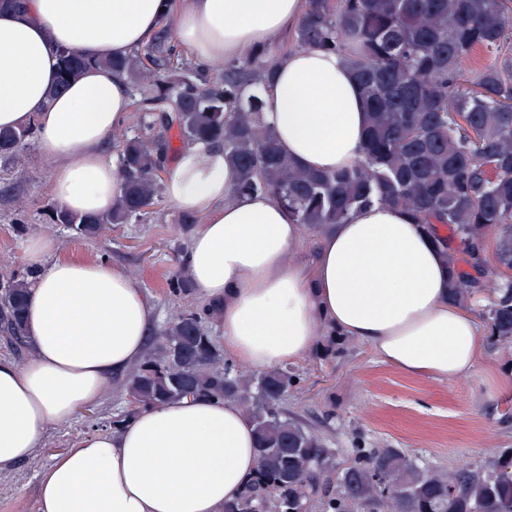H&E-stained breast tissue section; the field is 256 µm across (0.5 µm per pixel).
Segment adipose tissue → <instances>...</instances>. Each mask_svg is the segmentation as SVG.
I'll use <instances>...</instances> for the list:
<instances>
[{
  "instance_id": "obj_1",
  "label": "adipose tissue",
  "mask_w": 512,
  "mask_h": 512,
  "mask_svg": "<svg viewBox=\"0 0 512 512\" xmlns=\"http://www.w3.org/2000/svg\"><path fill=\"white\" fill-rule=\"evenodd\" d=\"M165 2L24 0L0 12V127L35 126L52 198L73 213L106 214L121 197L104 146L129 119V92L102 62L149 43ZM180 3L175 38L203 68L274 43L304 11V0ZM64 48L95 63L54 97ZM260 98L262 124L302 167L332 171L360 160L368 114L336 55L279 54ZM236 182L223 149L198 142L167 163L163 193L204 218L185 265L239 364H294L323 337L342 336L409 376L450 381L476 371L485 332L450 300L445 249L407 211H357L322 231L308 264L305 226L271 194L237 193ZM59 250L47 232L26 244L30 355L21 364L0 359V471L31 460L50 426L103 401L112 378L143 360L155 327V306L136 276ZM256 471L255 434L240 403L183 398L84 432L41 471L35 512H222Z\"/></svg>"
}]
</instances>
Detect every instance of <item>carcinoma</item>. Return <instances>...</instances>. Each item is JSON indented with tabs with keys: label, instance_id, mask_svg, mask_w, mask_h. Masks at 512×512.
Masks as SVG:
<instances>
[{
	"label": "carcinoma",
	"instance_id": "carcinoma-1",
	"mask_svg": "<svg viewBox=\"0 0 512 512\" xmlns=\"http://www.w3.org/2000/svg\"><path fill=\"white\" fill-rule=\"evenodd\" d=\"M167 0L155 39L106 65L123 75L143 130L118 137L122 195L112 212L78 215L55 202L53 221L93 238L105 224L153 213L177 129L182 145L224 148L236 168L238 192H268L298 224H346L376 202L406 209L450 246V296L467 305L484 290L463 270L452 240L483 265L486 236H495L497 267L512 270V70L488 64L473 82L461 63L471 53L499 52L512 35V0H305L290 48L338 55L359 84L369 124L363 159L331 173L300 167L259 121V86L272 77L282 47L261 46L215 71L177 51ZM91 58L63 50L53 93L67 89ZM35 129H0V159L16 160ZM486 308L496 341L512 339V281L495 288ZM28 289L23 279L0 285V332L25 343ZM206 311H183L160 332L159 346L130 375L135 407L159 406L190 394L233 399L250 416L259 457L246 494L223 512H512V448L495 460L458 459L448 475L423 471L396 448H358L336 489L327 447L281 408L294 378L286 369L253 382L229 375L224 354L203 328Z\"/></svg>",
	"mask_w": 512,
	"mask_h": 512
}]
</instances>
